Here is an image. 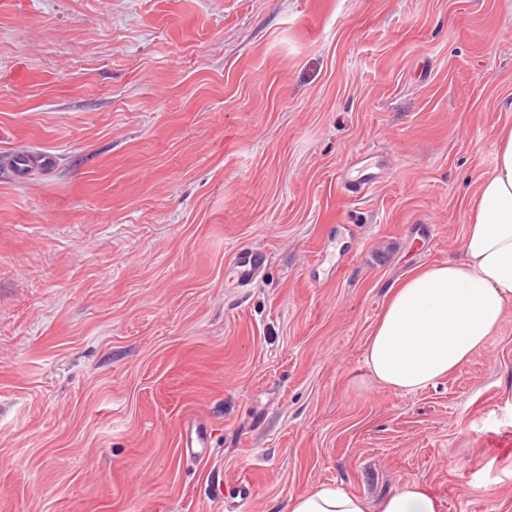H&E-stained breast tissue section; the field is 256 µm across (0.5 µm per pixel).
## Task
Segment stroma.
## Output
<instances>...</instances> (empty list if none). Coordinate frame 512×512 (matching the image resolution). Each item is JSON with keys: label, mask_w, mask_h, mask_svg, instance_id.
Instances as JSON below:
<instances>
[{"label": "stroma", "mask_w": 512, "mask_h": 512, "mask_svg": "<svg viewBox=\"0 0 512 512\" xmlns=\"http://www.w3.org/2000/svg\"><path fill=\"white\" fill-rule=\"evenodd\" d=\"M506 127L512 0H0V512L414 480L512 512V308L420 391L365 365L388 289L461 257ZM31 150L55 162L18 179ZM366 151L382 178L343 197ZM264 256L261 252L250 248H241L236 252V264L239 280L243 286L252 283L261 273L264 266ZM213 433L206 419L199 417L189 422L182 447L186 455L193 457L197 454L194 448H209Z\"/></svg>", "instance_id": "obj_1"}]
</instances>
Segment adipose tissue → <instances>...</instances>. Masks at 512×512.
Returning <instances> with one entry per match:
<instances>
[{
	"instance_id": "obj_1",
	"label": "adipose tissue",
	"mask_w": 512,
	"mask_h": 512,
	"mask_svg": "<svg viewBox=\"0 0 512 512\" xmlns=\"http://www.w3.org/2000/svg\"><path fill=\"white\" fill-rule=\"evenodd\" d=\"M463 257L412 270L389 289L365 353L370 377L413 393L454 374L483 347L512 304V128L497 141L495 164L468 211ZM422 482L390 491L378 512H439ZM288 512H369L336 483L292 494Z\"/></svg>"
}]
</instances>
